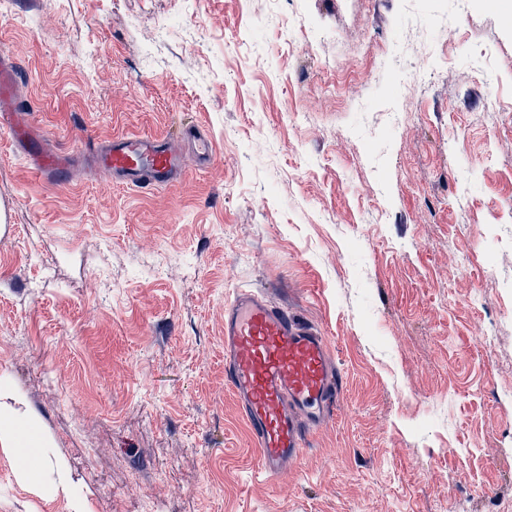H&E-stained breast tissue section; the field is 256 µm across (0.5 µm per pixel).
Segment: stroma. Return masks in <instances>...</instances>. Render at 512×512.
Instances as JSON below:
<instances>
[{
	"instance_id": "obj_1",
	"label": "stroma",
	"mask_w": 512,
	"mask_h": 512,
	"mask_svg": "<svg viewBox=\"0 0 512 512\" xmlns=\"http://www.w3.org/2000/svg\"><path fill=\"white\" fill-rule=\"evenodd\" d=\"M511 12L6 0L15 101L71 165L40 177L0 130V385L49 441L34 483L0 448V512H512ZM191 126L211 159L145 193L78 139ZM240 288L343 378L277 482L224 382Z\"/></svg>"
}]
</instances>
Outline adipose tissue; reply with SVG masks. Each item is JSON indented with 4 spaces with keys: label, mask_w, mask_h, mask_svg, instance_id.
Wrapping results in <instances>:
<instances>
[{
    "label": "adipose tissue",
    "mask_w": 512,
    "mask_h": 512,
    "mask_svg": "<svg viewBox=\"0 0 512 512\" xmlns=\"http://www.w3.org/2000/svg\"><path fill=\"white\" fill-rule=\"evenodd\" d=\"M45 443L38 421L26 413L0 407V446L15 454L23 478L34 481L40 476L47 464L39 453Z\"/></svg>",
    "instance_id": "1"
}]
</instances>
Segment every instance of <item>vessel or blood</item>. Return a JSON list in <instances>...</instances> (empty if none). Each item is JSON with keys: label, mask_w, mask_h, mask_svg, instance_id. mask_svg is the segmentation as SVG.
I'll return each mask as SVG.
<instances>
[{"label": "vessel or blood", "mask_w": 512, "mask_h": 512, "mask_svg": "<svg viewBox=\"0 0 512 512\" xmlns=\"http://www.w3.org/2000/svg\"><path fill=\"white\" fill-rule=\"evenodd\" d=\"M16 81L13 59L1 52L0 129L9 131L40 176L55 177L68 164L44 148L28 113L13 105ZM87 148L93 169L145 190L172 183L183 171L181 154L151 134L91 141ZM224 381L259 452V470L271 481L297 463L310 434L326 423L342 395L324 331L248 288L224 307Z\"/></svg>", "instance_id": "b4317fda"}]
</instances>
